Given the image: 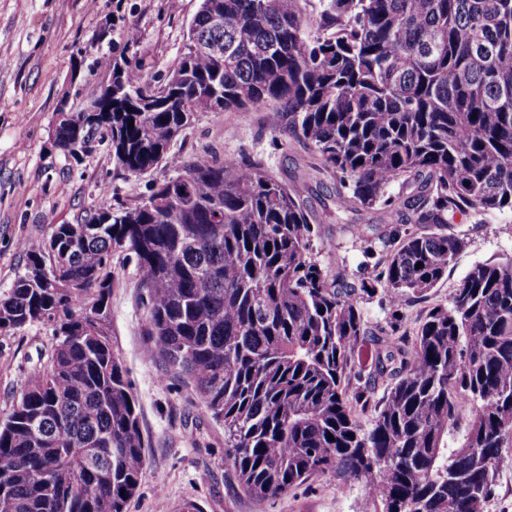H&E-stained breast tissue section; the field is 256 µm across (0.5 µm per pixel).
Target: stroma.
I'll list each match as a JSON object with an SVG mask.
<instances>
[{
    "label": "stroma",
    "instance_id": "stroma-1",
    "mask_svg": "<svg viewBox=\"0 0 512 512\" xmlns=\"http://www.w3.org/2000/svg\"><path fill=\"white\" fill-rule=\"evenodd\" d=\"M200 0H0V295L23 273L20 241L44 239L54 225L77 224L104 200L133 206L155 185L175 177L158 165L142 174L118 167L108 145L74 160L56 148L52 131L59 111L83 108L110 83L98 64L106 55L129 62L156 87L181 55ZM183 162L199 158L257 159L290 182L309 159L286 122L257 105L248 112L195 113L172 142ZM336 180L327 172L308 181L301 196L316 213L313 254L328 273L343 269L355 280L371 270L350 231L352 217L336 211ZM450 232L466 248L447 276L399 314L370 300L373 325L402 334L426 310L447 304L472 266L512 257V212L457 216ZM109 330L137 400L146 467L128 512H366L361 482L334 473L311 476L288 495L259 499L246 494L224 459V426L202 411L199 395L158 361L143 357L147 342L140 274L134 256L112 259ZM51 325L33 323L0 333V417L6 416L33 370L55 344Z\"/></svg>",
    "mask_w": 512,
    "mask_h": 512
}]
</instances>
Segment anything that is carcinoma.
<instances>
[{
    "label": "carcinoma",
    "instance_id": "obj_1",
    "mask_svg": "<svg viewBox=\"0 0 512 512\" xmlns=\"http://www.w3.org/2000/svg\"><path fill=\"white\" fill-rule=\"evenodd\" d=\"M108 69V112L59 113L55 146L106 140L125 172L181 174L24 250L0 332L50 323L56 343L0 418V512H127L138 490L140 413L108 327L116 251L139 265L144 358L224 424L250 494L338 472L382 512H487L512 446V258L475 264L412 337L354 362L374 335L364 304L398 310L448 274L467 246L448 232L457 214L512 212V0H200L165 84ZM258 104L311 152L302 182L322 167L336 210L390 214L349 225L372 279L324 272L299 188L261 161L170 153L195 113ZM349 370L389 383L367 430L371 395Z\"/></svg>",
    "mask_w": 512,
    "mask_h": 512
}]
</instances>
